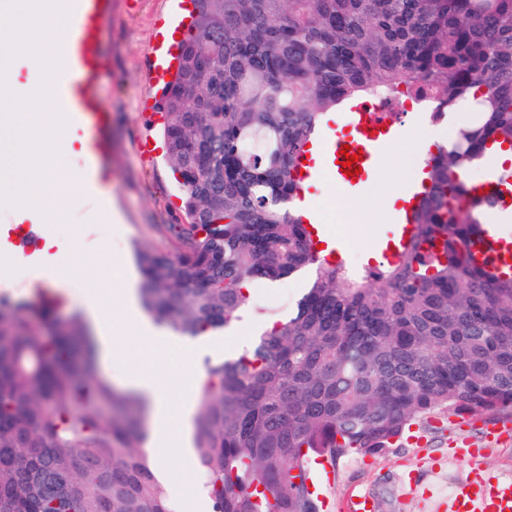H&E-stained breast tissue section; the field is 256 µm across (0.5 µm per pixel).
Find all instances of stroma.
Wrapping results in <instances>:
<instances>
[{
  "instance_id": "35a3bbf8",
  "label": "stroma",
  "mask_w": 512,
  "mask_h": 512,
  "mask_svg": "<svg viewBox=\"0 0 512 512\" xmlns=\"http://www.w3.org/2000/svg\"><path fill=\"white\" fill-rule=\"evenodd\" d=\"M170 0H113L103 44L112 68V82L103 99L110 111L111 152L104 165L118 219L96 221V206L81 202L69 217L43 227L44 238L56 241L45 272L55 275L67 270L62 289L74 301L67 311L77 310L81 290L76 282L89 278L91 286L103 287L120 275L113 255L134 256L136 249L172 250L174 238L168 227L186 223L172 173L164 160L165 147L159 124L142 111L143 103L155 99L157 89L147 77L155 41V22ZM153 140L156 150L142 157L137 144ZM311 194L332 216V226L341 236L344 261L353 267L379 262L373 249L376 240L391 229L377 208L373 195L341 190L332 182L313 187ZM34 267L14 256L0 254V295L18 300L32 299ZM307 284L306 275L292 276L274 287L253 295L254 307L243 313L235 329L219 333L225 350L248 347L265 324V312H290ZM512 427L505 418L479 415L457 416L436 410L419 422L420 441L402 437L376 455L352 454L336 459V474L322 489V512H339L359 493L371 495L376 512H448L451 490L468 474L465 465L449 460V449L470 442L488 444L485 463L502 479H512V437L486 442L487 429Z\"/></svg>"
}]
</instances>
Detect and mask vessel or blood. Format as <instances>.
<instances>
[{
	"label": "vessel or blood",
	"instance_id": "1",
	"mask_svg": "<svg viewBox=\"0 0 512 512\" xmlns=\"http://www.w3.org/2000/svg\"><path fill=\"white\" fill-rule=\"evenodd\" d=\"M60 3L75 18L77 27L65 40L64 61L53 79V102L56 111L73 122L81 138L78 145L80 164L86 167L93 162H102L110 152V113L101 94L108 71L101 47V30L112 15V0H60ZM194 10L193 0H178L176 17L168 22L159 21L151 69L154 84H167L181 41L191 34ZM344 122L349 136L325 133L306 153L303 172L299 176L301 183L328 179L338 188L350 189L354 184H365L377 170L381 154L393 137L396 115L378 111L373 104L362 101L347 109ZM346 145L359 152L360 173L355 178L348 177L338 164L339 151ZM420 197V187L407 191L403 207L392 219V232L387 241L379 245L385 259L396 260L401 245L411 236L414 229L412 211ZM40 233V227L32 220L25 234L9 235L7 242L16 250L31 255L39 249ZM472 254L479 264L500 260L512 265V253L505 251L498 230L492 226L486 228ZM485 454L482 448L449 449V459L472 471L471 476L454 489L449 512H512V480H501L484 470L481 461Z\"/></svg>",
	"mask_w": 512,
	"mask_h": 512
}]
</instances>
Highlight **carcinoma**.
Returning <instances> with one entry per match:
<instances>
[{
	"mask_svg": "<svg viewBox=\"0 0 512 512\" xmlns=\"http://www.w3.org/2000/svg\"><path fill=\"white\" fill-rule=\"evenodd\" d=\"M193 34L158 104L188 224L137 250L143 309L199 338L237 322L251 288L304 270L287 315L207 364L193 446L211 512H319L308 461L374 455L437 409L512 414V269L469 253L511 208L468 181L512 148V0H194ZM464 107L426 162L414 234L393 262L322 260L301 222L296 161L326 113L359 100ZM0 296V512H173L142 451L145 402L100 378L80 314L37 289Z\"/></svg>",
	"mask_w": 512,
	"mask_h": 512,
	"instance_id": "cac0c4a2",
	"label": "carcinoma"
}]
</instances>
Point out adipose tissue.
<instances>
[{
    "mask_svg": "<svg viewBox=\"0 0 512 512\" xmlns=\"http://www.w3.org/2000/svg\"><path fill=\"white\" fill-rule=\"evenodd\" d=\"M86 317L96 334L101 363L116 360L120 349L112 339L114 320H122L134 328L139 346L135 351L140 359L147 360L163 354L173 358L183 352L200 350L215 352L212 341L202 338L186 342L182 338L157 330L141 313L134 288L128 275L112 281L110 287L87 293L82 301ZM127 389L143 394L150 402V440L148 449L160 459L159 473L173 495H181L195 475L191 447V419L194 412L193 395L200 385L197 376L176 370L168 382H160L147 372L125 374ZM175 445L182 461L180 468L165 464L167 445Z\"/></svg>",
    "mask_w": 512,
    "mask_h": 512,
    "instance_id": "1",
    "label": "adipose tissue"
}]
</instances>
